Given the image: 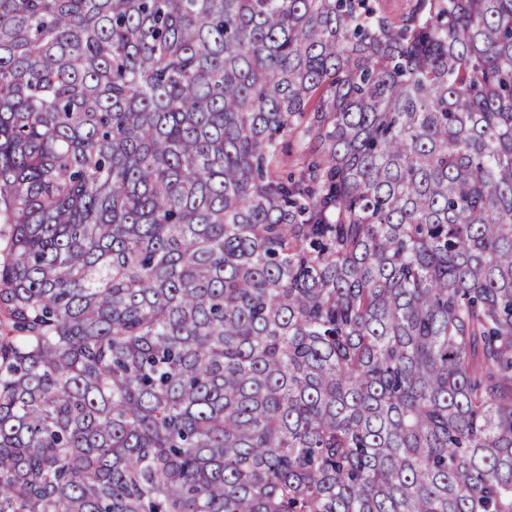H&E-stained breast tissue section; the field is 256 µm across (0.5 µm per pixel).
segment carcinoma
<instances>
[{"mask_svg":"<svg viewBox=\"0 0 512 512\" xmlns=\"http://www.w3.org/2000/svg\"><path fill=\"white\" fill-rule=\"evenodd\" d=\"M0 224V512H512V0H0Z\"/></svg>","mask_w":512,"mask_h":512,"instance_id":"obj_1","label":"carcinoma"}]
</instances>
